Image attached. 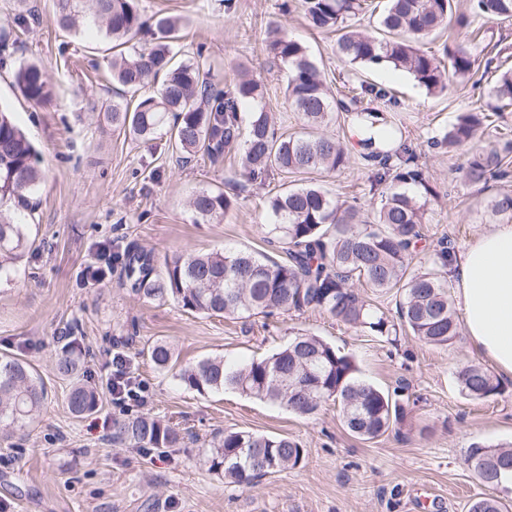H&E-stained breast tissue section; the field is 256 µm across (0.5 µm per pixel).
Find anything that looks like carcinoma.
Here are the masks:
<instances>
[{"instance_id":"obj_1","label":"carcinoma","mask_w":512,"mask_h":512,"mask_svg":"<svg viewBox=\"0 0 512 512\" xmlns=\"http://www.w3.org/2000/svg\"><path fill=\"white\" fill-rule=\"evenodd\" d=\"M453 0H388L372 33L359 30L352 19L375 12L370 0H299V9L316 30H333L337 50L351 65L367 68L389 66L411 75L430 93L448 89L453 78H465L475 69L473 45L476 20H512V0H467L459 14V33L440 61L420 48L428 35L446 28ZM92 22L112 42L109 63L112 80L121 87L119 96L136 93L164 75L154 95L135 104L112 103L109 118L116 128L138 140L169 136V142L199 164L217 165L232 153L240 156L241 175L263 184L275 171L305 174L336 172L354 163L347 143L323 128L338 120L353 126L368 117L380 124L387 148L368 138L361 158L371 163L365 203L342 200L314 183L300 184L268 198L266 206L274 222L265 225L267 242L283 244L286 258L276 261L246 250L180 253L159 258L137 243L125 248L109 241L99 243L90 276L104 277L116 264L123 268L125 287L134 297L171 301L183 310L208 316L237 319L276 313L323 312L344 326L374 336L390 337L408 331L435 345L448 346L461 339L448 279L455 256L451 240L441 239L431 251L429 267L411 268L415 253L423 249L422 224L436 192L416 151L406 147L399 125L379 112L345 110L330 95L325 79L306 48L280 29L268 32L265 50L287 70L288 101L304 123L301 133L280 132L264 108L241 116V106L264 99L261 81L242 77L224 90L197 58L176 61L172 44L180 19L142 15L136 0H57L55 22L72 31ZM139 35L152 43L141 50L124 51ZM15 79L24 96L36 105L51 100L52 87L36 63H23ZM396 103L384 86L360 84L351 89V102L363 98ZM494 102L460 113L439 137L428 142L436 152L450 153L470 143L494 123L493 117L512 108V69L498 70L492 88ZM38 152L10 113L0 107V272L27 245L18 215L32 208V196L45 180L38 166ZM512 173V139L503 133L497 144L471 152L462 176L471 185L488 187ZM233 207L222 190L202 189L188 201L193 222L219 223ZM482 216L490 224L512 222V193L490 195ZM367 287L376 297H398L396 318L373 306L360 291ZM78 326L64 332L56 370L77 379L68 395V407L76 415L98 405L95 386L80 381L77 351ZM159 371H171L177 356L164 341L142 350ZM176 379L200 394L226 388L247 397L286 407L301 416L316 413L323 403L340 406L351 434L364 440L383 436L404 417L405 402L361 379L355 360L331 343L298 332L276 352L228 367L224 357H207L178 370ZM461 392L486 399L501 391V382L487 368L470 364L458 374ZM45 389L31 366L11 354L0 355V428L22 427L39 412ZM185 433L146 413H128L112 428V443L125 448L152 450L178 448ZM305 449L286 435L227 431L203 456L210 471L232 483H250L267 475L295 468ZM468 465L486 486L500 487L512 473V448L475 445ZM498 497L484 496L469 503L468 512H506Z\"/></svg>"}]
</instances>
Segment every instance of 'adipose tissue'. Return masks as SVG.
Instances as JSON below:
<instances>
[{"label": "adipose tissue", "instance_id": "obj_1", "mask_svg": "<svg viewBox=\"0 0 512 512\" xmlns=\"http://www.w3.org/2000/svg\"><path fill=\"white\" fill-rule=\"evenodd\" d=\"M449 276L469 339L512 375V223L493 225L457 253Z\"/></svg>", "mask_w": 512, "mask_h": 512}]
</instances>
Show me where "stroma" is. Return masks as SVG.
Wrapping results in <instances>:
<instances>
[{"label": "stroma", "instance_id": "obj_1", "mask_svg": "<svg viewBox=\"0 0 512 512\" xmlns=\"http://www.w3.org/2000/svg\"><path fill=\"white\" fill-rule=\"evenodd\" d=\"M283 0H137L141 13L183 20L174 44L178 59L203 50L213 75L231 86L249 71L265 86L262 104L279 130L297 132L302 121L285 96L286 74L273 65L263 39L278 26L306 47L331 87L366 81L392 88L406 144L421 155L437 191L423 226L425 245L450 237L456 249L487 231L478 187L460 168L466 150L436 153L426 141L457 115L491 102L487 79L472 75L447 92L428 94L412 76L390 69H355L343 62L336 36L309 27L300 9L282 12ZM26 11L24 28L15 18ZM55 0H0V30L11 33L9 66L0 68V105L39 151L46 180L23 218L28 245L8 274L0 276V353L19 355L41 376L48 398L37 419L22 430L0 433V505L5 512H467L489 495L466 463L475 445H512V376L500 394L471 399L460 392L458 372L482 357L469 338L437 347L411 335L397 344L365 336L330 315L309 312L269 319H224L183 311L171 302L143 301L123 288L119 271L86 282L94 245L105 239L135 241L159 256L247 248L271 256L265 242L268 196L306 176L276 173L265 184H246L237 160L216 166L179 162L168 138L140 141L107 121L112 104L109 44L99 30H61L53 22ZM40 63L53 83V100L37 106L14 82L20 61ZM363 165L314 174L315 182L344 199L362 196ZM201 189L235 197L224 220L193 223L187 201ZM417 254L414 268L427 265ZM81 324V350L100 392L97 409L74 417L67 408L70 383L55 363L57 339L72 321ZM304 329L354 356L362 379L383 390L404 385L412 402L402 423L364 441L341 423L338 405L323 404L312 417L249 399L227 389L199 394L157 371L142 356L147 343L173 345L179 366L215 355L235 363L284 346ZM123 353L145 389L143 412L186 429L184 447L166 454L112 445V420L122 407L112 399V357ZM284 434L306 455L294 468L253 485L230 484L202 463L203 446L227 431Z\"/></svg>", "mask_w": 512, "mask_h": 512}]
</instances>
